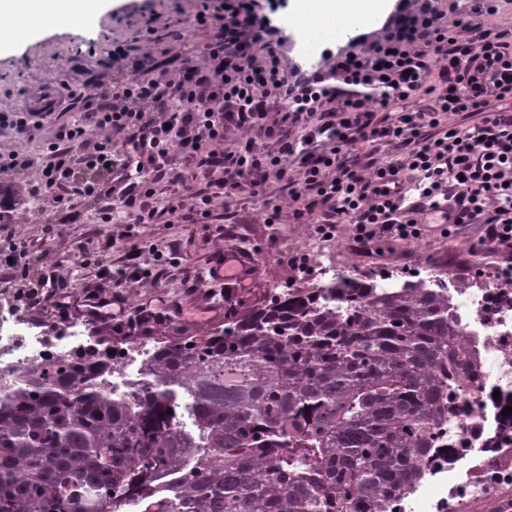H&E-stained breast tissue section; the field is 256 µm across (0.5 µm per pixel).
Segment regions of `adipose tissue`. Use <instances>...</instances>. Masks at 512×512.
<instances>
[{"label": "adipose tissue", "instance_id": "ef3b65f1", "mask_svg": "<svg viewBox=\"0 0 512 512\" xmlns=\"http://www.w3.org/2000/svg\"><path fill=\"white\" fill-rule=\"evenodd\" d=\"M87 0H0V41L24 39L49 18L65 19L82 13ZM384 8L383 0H299L300 16L324 22L329 31L345 35L349 19L374 26Z\"/></svg>", "mask_w": 512, "mask_h": 512}]
</instances>
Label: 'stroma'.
Returning <instances> with one entry per match:
<instances>
[{
  "mask_svg": "<svg viewBox=\"0 0 512 512\" xmlns=\"http://www.w3.org/2000/svg\"><path fill=\"white\" fill-rule=\"evenodd\" d=\"M197 9V0H100L93 21L85 27L70 30L51 25L31 38L0 46V108H37L54 98L64 83L88 93L94 83L125 79L138 70L173 63L178 56L198 55L202 36L194 19ZM151 14L181 22L183 38L169 54H160L146 42L144 23ZM116 42L125 45L128 59L122 70L102 69L101 60ZM275 207L280 210L277 223H265V212ZM299 230L288 192L277 183L262 199L245 193L225 197L222 213L204 224H133L120 213L104 224L85 211L76 223L59 225L51 234L37 207L30 204L0 218V311L14 303L23 278L61 275L78 299L95 293L133 294L128 317L117 326L85 319L79 309L60 312L50 306L23 309V317L48 329L88 320L95 340L117 351L158 339L177 341L221 327V320L210 319L207 313L212 303L259 307L268 301L271 289L304 286L308 275L294 271L290 255L283 251L284 243ZM481 230V225L469 224L444 237L431 225L416 239L377 241V253L371 257L352 251L348 224L337 225L329 240L311 236L309 244L335 264L353 266L369 277L385 274L401 279L423 264L443 273L467 275L476 264L499 261L488 253ZM40 238L48 241L46 257L32 253L24 264L8 267L13 244ZM89 242L105 246L103 262L82 252V245ZM135 248L142 250L144 264L134 274L129 253ZM227 249L257 257L249 292L210 280L208 270L217 252ZM159 297L168 300L170 316L144 320L140 304Z\"/></svg>",
  "mask_w": 512,
  "mask_h": 512,
  "instance_id": "obj_1",
  "label": "stroma"
}]
</instances>
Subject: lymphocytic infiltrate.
<instances>
[{"mask_svg":"<svg viewBox=\"0 0 512 512\" xmlns=\"http://www.w3.org/2000/svg\"><path fill=\"white\" fill-rule=\"evenodd\" d=\"M201 53L172 72H142L82 95L64 88L41 111H0V130L34 140L59 109L76 111L56 124L41 157L0 149V212L16 211L13 184L35 172L27 190L41 202L45 221L94 206L102 223L113 211L144 224H198L214 202L233 192L264 197L271 183L287 181L296 223L331 236L335 225L353 227L357 252L383 238H418L427 224L451 234L465 224L484 227L490 253L512 254V29L475 31L448 20L431 0H399L384 36H358L359 52L325 48L316 66L288 68L279 52L287 40L280 11L260 0H200ZM425 98L427 108L400 114L402 102ZM288 103L275 121L277 154L253 141L224 147L228 126L264 119L271 103ZM399 113L382 126L381 112ZM479 114V126L460 129L454 116ZM301 126L300 139L287 128ZM378 141L394 151L381 163L359 145ZM195 160L202 175H216L210 194H196L172 152ZM301 156L300 178L287 180L288 161ZM115 171V179L76 181L75 171ZM125 183L114 193L113 180ZM181 186L182 196L148 206L152 184Z\"/></svg>","mask_w":512,"mask_h":512,"instance_id":"f902f5d3","label":"lymphocytic infiltrate"}]
</instances>
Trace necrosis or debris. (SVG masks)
<instances>
[{
    "mask_svg": "<svg viewBox=\"0 0 512 512\" xmlns=\"http://www.w3.org/2000/svg\"><path fill=\"white\" fill-rule=\"evenodd\" d=\"M418 280L448 291V300L465 341L477 352L480 371L459 396L461 405L473 409L475 418H461L454 424L464 451L457 463L464 469L456 480L448 478L447 460L427 469L413 492L401 500L402 512H449L450 500L461 497L478 505L496 484L512 482V429L499 403L487 401L492 392H512V290L482 277L461 280L432 267H421ZM92 341L91 329L72 323L60 335L49 336L19 315H0V371L18 379L45 359H67ZM150 365L146 346L125 350L106 381L117 391H127L140 383ZM497 442L494 456H487L484 435Z\"/></svg>",
    "mask_w": 512,
    "mask_h": 512,
    "instance_id": "obj_1",
    "label": "necrosis or debris"
}]
</instances>
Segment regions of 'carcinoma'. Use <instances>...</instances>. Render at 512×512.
<instances>
[{"mask_svg":"<svg viewBox=\"0 0 512 512\" xmlns=\"http://www.w3.org/2000/svg\"><path fill=\"white\" fill-rule=\"evenodd\" d=\"M152 352L130 393L91 348L0 388V512H398L473 375L448 299L371 277Z\"/></svg>","mask_w":512,"mask_h":512,"instance_id":"obj_1","label":"carcinoma"}]
</instances>
